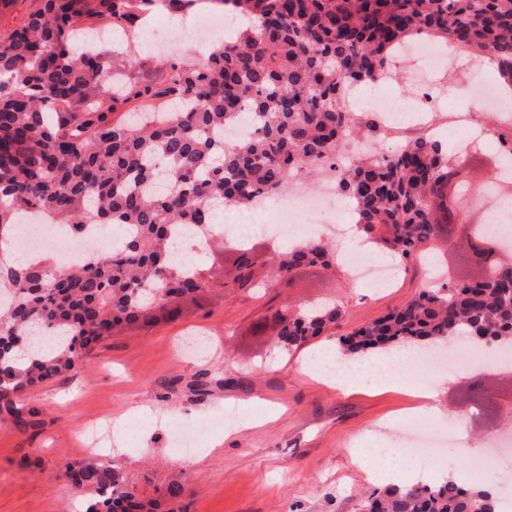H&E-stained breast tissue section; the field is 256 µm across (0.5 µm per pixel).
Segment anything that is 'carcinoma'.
<instances>
[{"instance_id": "carcinoma-1", "label": "carcinoma", "mask_w": 512, "mask_h": 512, "mask_svg": "<svg viewBox=\"0 0 512 512\" xmlns=\"http://www.w3.org/2000/svg\"><path fill=\"white\" fill-rule=\"evenodd\" d=\"M198 0H40L11 31L0 33V241L13 240L23 213L37 212L73 234L123 224L120 244L64 269L45 258L15 268L0 261V414L26 424L16 398L77 368L83 351L114 330L146 322L188 294L211 287L176 249L180 233L213 229L215 206L253 207L277 195L292 172L336 170L355 224L374 247L418 263L435 237L458 233L468 254L499 252L459 222L465 195L448 185L452 159L439 140L419 135L397 149L340 164L347 137L374 135L357 125L344 90L387 79L398 46L433 33L491 62L512 81V0H211L245 13L250 26L199 62H168V83H109L112 50H81L77 41L97 23L123 32L160 5L188 13ZM164 100L159 120L143 112L113 122L117 107ZM253 133L224 142V128L244 111ZM336 263V245L309 239L270 261L254 246L237 249L229 291L252 286L253 267L269 265L270 284L301 266ZM345 315L344 306L298 304L280 320L276 343L295 352ZM471 336L512 348V256L487 276L450 287L425 283L419 293L339 338L363 354L398 345L445 344ZM471 407L494 408L478 382ZM62 476L84 491V512H172L180 479L151 498L129 486L109 462L64 464ZM359 512H500L495 492L452 479L374 489Z\"/></svg>"}]
</instances>
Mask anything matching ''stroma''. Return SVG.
I'll return each instance as SVG.
<instances>
[{"label": "stroma", "mask_w": 512, "mask_h": 512, "mask_svg": "<svg viewBox=\"0 0 512 512\" xmlns=\"http://www.w3.org/2000/svg\"><path fill=\"white\" fill-rule=\"evenodd\" d=\"M112 64L137 81L167 74L143 42L116 48ZM430 77L422 58L394 59L371 101L413 100ZM236 257L224 236L213 237L201 255L213 286L183 300L180 315L121 329L80 370L22 394L27 426L0 420V512H78L84 494L62 478L63 464L85 458V429L103 420L114 429L112 461L138 493L154 495L170 476L185 473L179 512H358L360 494L377 482L365 448L350 442L362 436L366 448L387 447L388 426L415 412L418 386L369 378L342 393L299 364L411 298L420 270L409 268L398 287L379 290L332 267L303 266L274 287L230 294L222 283ZM317 300L343 302L346 314L307 348L287 354L254 333V323L273 312ZM480 381L495 397L491 416L469 421L457 442L416 471L468 482L467 457L480 450V436L512 421V373ZM228 405L239 413L231 426L224 422ZM182 428L195 429L199 439L186 462L174 448Z\"/></svg>", "instance_id": "stroma-1"}]
</instances>
